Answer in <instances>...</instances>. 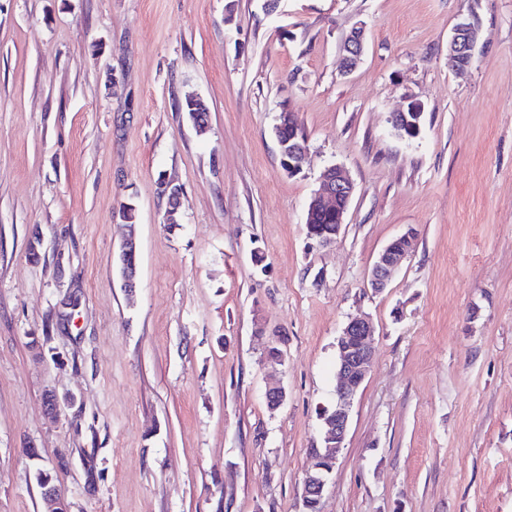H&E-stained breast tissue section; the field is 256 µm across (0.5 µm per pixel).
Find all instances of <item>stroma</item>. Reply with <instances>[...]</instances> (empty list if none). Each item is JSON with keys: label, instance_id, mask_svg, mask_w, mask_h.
<instances>
[{"label": "stroma", "instance_id": "stroma-1", "mask_svg": "<svg viewBox=\"0 0 512 512\" xmlns=\"http://www.w3.org/2000/svg\"><path fill=\"white\" fill-rule=\"evenodd\" d=\"M463 17L479 38L459 73ZM411 98L407 140L389 117ZM334 164L354 196L321 247L306 210ZM355 317L373 359L321 512H512V0H0V512H43L31 445L69 512H304ZM50 392L78 403L49 416ZM478 26L469 19L459 20L448 39V65L455 70L470 67L478 42ZM365 49V26H355L344 40L342 46L343 72L353 71L359 64ZM422 115V104L410 99L405 108L392 114L391 123L398 131L405 133L410 138H415L420 132ZM299 125L293 112H282L280 115V123L278 124L279 144L281 147L282 166L288 173H299L307 154L308 144L305 137L298 135ZM288 130V131H286ZM299 134H303L299 129ZM286 131L288 139L282 136V132ZM414 237L415 233L412 229H408L379 252L370 271V286L374 292L385 290L392 273L411 253ZM138 252V245L134 236H129L120 248V265L122 272L123 287L125 291L132 293L137 288V269L133 263L130 262L131 258Z\"/></svg>", "mask_w": 512, "mask_h": 512}]
</instances>
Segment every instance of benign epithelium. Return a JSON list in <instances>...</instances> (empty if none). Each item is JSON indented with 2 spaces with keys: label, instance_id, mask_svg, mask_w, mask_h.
I'll use <instances>...</instances> for the list:
<instances>
[{
  "label": "benign epithelium",
  "instance_id": "benign-epithelium-1",
  "mask_svg": "<svg viewBox=\"0 0 512 512\" xmlns=\"http://www.w3.org/2000/svg\"><path fill=\"white\" fill-rule=\"evenodd\" d=\"M478 42V26L469 19L459 20L448 39V65L455 70L470 67L474 49ZM365 49V26H355L344 40L342 46L343 72L353 71L359 64ZM423 106L413 99L408 100L405 108L391 116L394 128L415 138L420 132ZM299 125L293 112H283L278 124L279 132H288V137H279L282 166L290 174L298 173L307 154V139L298 135ZM354 194V185L337 165L327 167L319 178L318 189L308 205V215L321 213L332 219L329 229L307 236L322 246L334 243L339 235L345 216ZM415 233L407 230L389 242L377 255L370 271V286L375 292H382L388 285L392 273L411 253ZM138 252L134 237H128L120 248V265L123 287L128 292L137 288V269L131 258ZM375 336V327L366 319H352L342 329L337 338L339 351L336 366V401L332 412L322 417L320 447L317 455L309 460L307 473L302 485L304 506L320 505L329 476L336 467L338 453L343 448L347 435L353 401L362 385L372 357L371 343ZM76 397L68 395L59 398L51 392L46 397V410L55 415L60 407H72ZM36 481L41 487L47 512H68L65 496L52 481L50 472L42 466L35 470Z\"/></svg>",
  "mask_w": 512,
  "mask_h": 512
}]
</instances>
